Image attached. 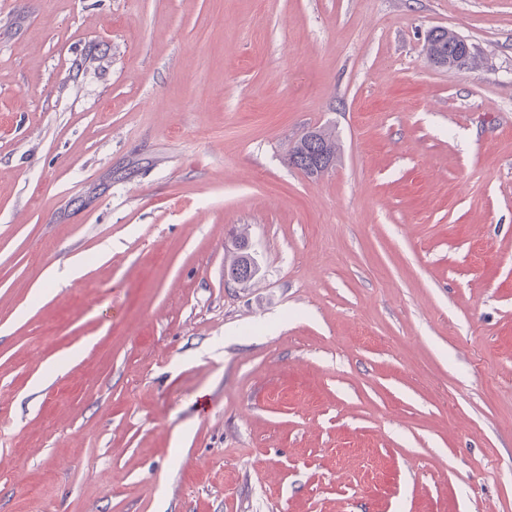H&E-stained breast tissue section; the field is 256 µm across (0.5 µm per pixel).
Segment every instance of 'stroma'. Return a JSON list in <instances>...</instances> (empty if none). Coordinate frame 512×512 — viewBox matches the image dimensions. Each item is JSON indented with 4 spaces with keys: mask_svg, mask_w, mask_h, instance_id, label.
Segmentation results:
<instances>
[{
    "mask_svg": "<svg viewBox=\"0 0 512 512\" xmlns=\"http://www.w3.org/2000/svg\"><path fill=\"white\" fill-rule=\"evenodd\" d=\"M0 512H512V0H0ZM448 39H456L457 41H462L466 46L463 51L459 52L456 59L448 58L447 54L442 53V46L448 42ZM427 49L431 53V61L439 66L448 67V68H456L461 64H467L474 61V58L471 56V51L468 48V43L459 37L455 32L450 31L448 29L436 30L427 39L426 42ZM457 51V45L451 42H448V54L453 55ZM314 130L320 134V150L324 156V167L330 164L332 166L336 165V160L340 154V144L335 132L325 127H319Z\"/></svg>",
    "mask_w": 512,
    "mask_h": 512,
    "instance_id": "obj_1",
    "label": "stroma"
}]
</instances>
